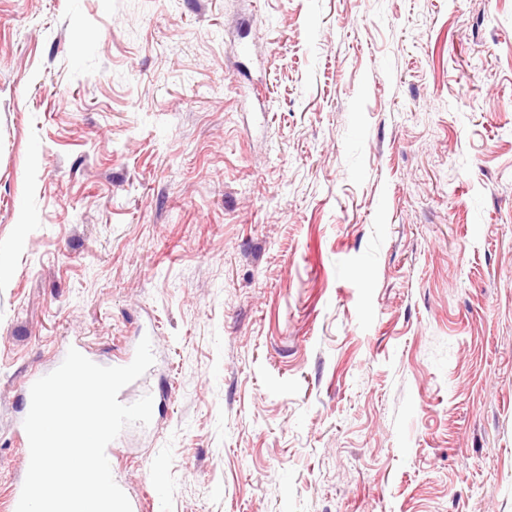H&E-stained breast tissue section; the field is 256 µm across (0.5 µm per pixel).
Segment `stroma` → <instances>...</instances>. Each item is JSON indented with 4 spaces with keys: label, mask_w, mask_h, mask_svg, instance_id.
<instances>
[{
    "label": "stroma",
    "mask_w": 512,
    "mask_h": 512,
    "mask_svg": "<svg viewBox=\"0 0 512 512\" xmlns=\"http://www.w3.org/2000/svg\"><path fill=\"white\" fill-rule=\"evenodd\" d=\"M141 333L138 512H512V0H0V512Z\"/></svg>",
    "instance_id": "obj_1"
}]
</instances>
